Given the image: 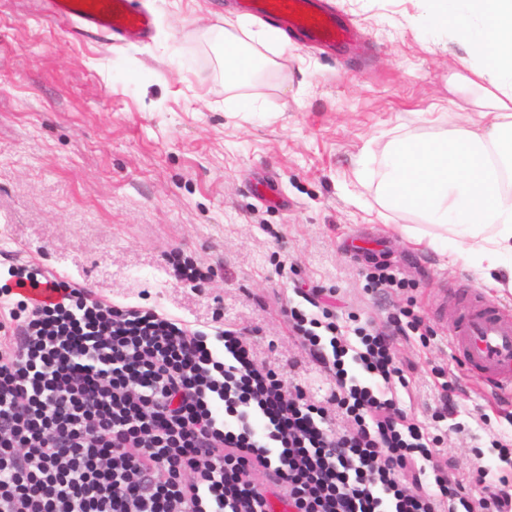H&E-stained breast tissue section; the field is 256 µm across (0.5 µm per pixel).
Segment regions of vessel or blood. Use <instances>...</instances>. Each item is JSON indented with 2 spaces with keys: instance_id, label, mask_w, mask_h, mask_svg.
<instances>
[{
  "instance_id": "obj_1",
  "label": "vessel or blood",
  "mask_w": 512,
  "mask_h": 512,
  "mask_svg": "<svg viewBox=\"0 0 512 512\" xmlns=\"http://www.w3.org/2000/svg\"><path fill=\"white\" fill-rule=\"evenodd\" d=\"M55 16L77 21L119 40H147L152 31L148 10L133 0H52ZM249 14L269 17L308 43L343 46L351 35L342 17L321 0H244ZM454 351L469 371L492 379L501 396L512 395V317L474 302L451 316Z\"/></svg>"
}]
</instances>
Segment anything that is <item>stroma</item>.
Listing matches in <instances>:
<instances>
[{
	"label": "stroma",
	"mask_w": 512,
	"mask_h": 512,
	"mask_svg": "<svg viewBox=\"0 0 512 512\" xmlns=\"http://www.w3.org/2000/svg\"><path fill=\"white\" fill-rule=\"evenodd\" d=\"M135 2L155 16L147 44L53 19L46 0H0V287L23 265L209 334L257 326L315 390L323 377L276 298L300 284L335 291L342 317L413 309L432 335L401 341L396 357L414 364L411 410L437 438V463L496 468L490 435L512 438V409L462 370L441 310L475 296L512 308V290L394 233L413 218L377 192L385 143L474 117L469 45L428 24L427 0H326L359 31L333 53L243 37L233 0ZM227 36L261 60L251 79L226 78ZM184 261L204 291L170 276ZM383 265L404 288L365 293V272ZM448 375L456 431L432 419Z\"/></svg>",
	"instance_id": "stroma-1"
}]
</instances>
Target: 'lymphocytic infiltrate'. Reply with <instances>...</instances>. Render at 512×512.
I'll return each mask as SVG.
<instances>
[{
    "label": "lymphocytic infiltrate",
    "instance_id": "f902f5d3",
    "mask_svg": "<svg viewBox=\"0 0 512 512\" xmlns=\"http://www.w3.org/2000/svg\"><path fill=\"white\" fill-rule=\"evenodd\" d=\"M53 288L44 305L0 289V512H512L511 481L435 466L401 406L395 347L419 318L348 336L318 297L283 304L318 398L259 359L254 328Z\"/></svg>",
    "mask_w": 512,
    "mask_h": 512
}]
</instances>
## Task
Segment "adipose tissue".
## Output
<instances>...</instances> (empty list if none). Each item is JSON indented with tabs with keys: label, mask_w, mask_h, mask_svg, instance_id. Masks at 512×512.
<instances>
[{
	"label": "adipose tissue",
	"mask_w": 512,
	"mask_h": 512,
	"mask_svg": "<svg viewBox=\"0 0 512 512\" xmlns=\"http://www.w3.org/2000/svg\"><path fill=\"white\" fill-rule=\"evenodd\" d=\"M429 21L452 26L481 56L487 80L478 120L452 133L383 146L378 191L386 208L417 215L402 233L444 260L472 268L488 287L512 289V0H441Z\"/></svg>",
	"instance_id": "obj_1"
}]
</instances>
